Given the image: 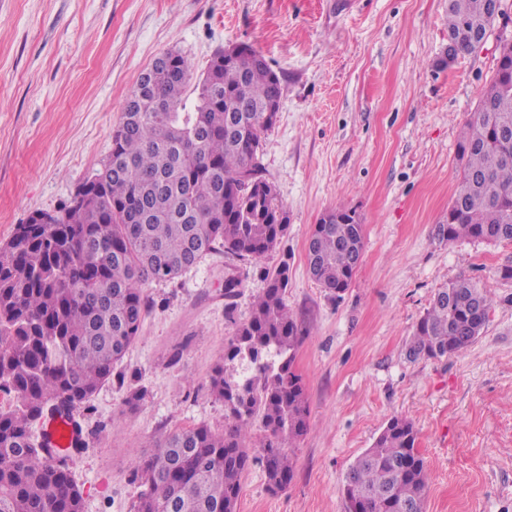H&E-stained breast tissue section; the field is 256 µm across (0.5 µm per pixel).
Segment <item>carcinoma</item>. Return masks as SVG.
<instances>
[{
    "instance_id": "1",
    "label": "carcinoma",
    "mask_w": 512,
    "mask_h": 512,
    "mask_svg": "<svg viewBox=\"0 0 512 512\" xmlns=\"http://www.w3.org/2000/svg\"><path fill=\"white\" fill-rule=\"evenodd\" d=\"M497 17L489 0H448L451 57L480 48ZM458 143L459 185L437 234L512 242V42ZM147 68L129 95L102 167L58 209L35 211L0 243V512H82L69 462L45 454L33 426L90 408L140 333L142 286L171 280L217 251L255 262L265 287L249 318L224 346L210 389L224 401V433L205 425L163 435L135 462L133 512H237L241 478L261 465L274 490L294 479L289 454L309 430L306 388L295 366L304 340L285 302L288 261L267 263L288 231V210L262 175L258 154L283 94L278 76L248 45L218 51L197 84L194 111H182L194 67L177 52ZM317 224L309 272L344 292L364 246L363 224ZM490 300L460 276L433 295L407 356L441 359L481 335ZM265 436L246 448L254 422ZM405 417L388 420L348 468L346 512H424L428 474Z\"/></svg>"
}]
</instances>
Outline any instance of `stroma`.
I'll return each instance as SVG.
<instances>
[{
    "label": "stroma",
    "instance_id": "35a3bbf8",
    "mask_svg": "<svg viewBox=\"0 0 512 512\" xmlns=\"http://www.w3.org/2000/svg\"><path fill=\"white\" fill-rule=\"evenodd\" d=\"M447 0H0V243L35 211H53L100 168L126 99L167 51L204 69L249 44L283 96L260 161L288 209L289 309L310 427L292 449L295 477L270 491L261 466L242 476L238 512H345L350 464L389 418L412 420L428 472L425 512H512V242L439 238L458 185L460 131L499 57L491 28L449 67ZM364 226L361 260L334 298L310 275L307 246L326 211ZM241 279L234 302L227 275ZM466 276L491 307L481 336L443 359L407 345L434 293ZM264 287L252 261L210 254L167 281L123 359L95 395L86 450L70 459L83 512H131L136 458L165 430L224 431L210 376ZM147 396L130 408L131 384Z\"/></svg>",
    "mask_w": 512,
    "mask_h": 512
}]
</instances>
